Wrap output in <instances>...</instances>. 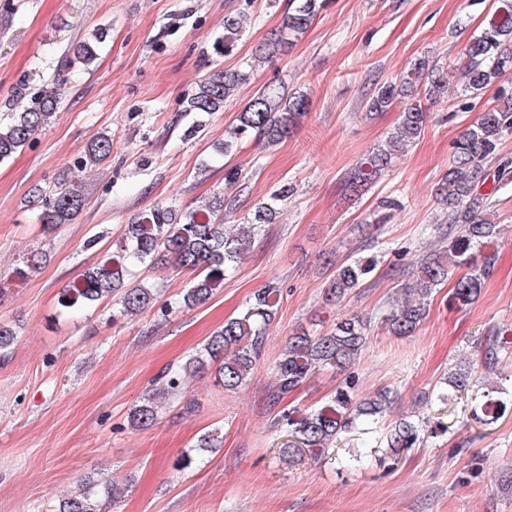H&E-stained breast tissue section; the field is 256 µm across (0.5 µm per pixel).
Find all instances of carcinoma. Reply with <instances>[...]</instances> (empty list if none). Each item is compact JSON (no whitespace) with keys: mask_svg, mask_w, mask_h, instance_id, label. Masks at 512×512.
<instances>
[{"mask_svg":"<svg viewBox=\"0 0 512 512\" xmlns=\"http://www.w3.org/2000/svg\"><path fill=\"white\" fill-rule=\"evenodd\" d=\"M325 0H292L291 11L284 17L277 33L255 48L257 55H273L283 45L298 38L309 27ZM245 13L224 18V52L236 46L244 29ZM103 34H94V40H81L72 46L68 64L90 65L97 59L94 43ZM429 63L416 61L401 74L399 80L381 86L368 104L371 112H382L398 96L416 86L422 98L405 105L397 131L383 148L371 153L349 176L346 190L357 196L388 165L389 160L405 145L418 138L426 123L427 112L422 101L439 98L448 90L447 75L421 84L423 72ZM512 69V0H503L487 19L480 34L474 37L463 52L457 71L463 91L480 95L488 85L496 82L504 72ZM248 73L237 70H212L197 83L194 93L186 100L184 111L210 115L224 111V104L234 98L241 85L247 83ZM61 83H42L38 95L29 98L19 112L17 101L26 94V85L15 88L14 98L0 103V163L23 149L32 137L49 125L61 105ZM309 110V98L302 92L290 93L284 85L271 82L262 85L237 114L236 124L225 131L219 150L231 154L234 144L246 133H253L271 147L280 143L299 125ZM512 135V97L502 100L482 112L477 121L466 128L453 146V159L448 173L438 185L439 200L448 208V233L453 235L450 257H428L417 268L412 285L405 287V298L393 305L384 319L390 335L406 338L415 333L426 318L427 302L433 289L448 280L455 268L471 262L472 249L496 234L497 225L485 217L491 196L512 184V161L494 171L485 167L488 158L496 153L499 141ZM112 154V137L98 136L85 151L82 166H99ZM492 184L490 192L481 188ZM39 219L47 228L69 224L84 209L87 196L84 183L77 175L62 177L51 190L35 191ZM288 198L284 186L271 195L268 202L258 206L240 232L224 233L227 214L233 212L232 203H224V196L212 198L177 210L167 205H156L152 210L134 216L125 225L115 249L104 255L93 267L72 280L63 289L59 305L75 309L90 305L105 296H117L118 316H133L148 307L158 289L135 277L133 267L157 257L176 270L197 272L191 286L182 294V301L168 307H195L208 301L214 292L224 287L226 273L250 249L261 226L274 221L277 204ZM495 265V256L483 257L481 265L472 273L459 278L454 285L458 301L467 303L481 290L482 280ZM371 272V265L362 261L336 268L328 286V300L339 303ZM280 299V290L268 285L250 298L244 313L224 322L205 345V353L214 362L215 378L227 391L245 385L254 372L264 349L266 330ZM367 322L359 317L341 318L327 334L312 336L303 330L289 337L288 344L276 362V381L270 394L271 407H279L273 418L274 426L284 427L291 441L284 444L281 453L289 457L307 452L319 457L336 438L366 420L384 415L392 405L391 392L381 390L371 397L360 399L356 394L353 376L336 388V392L321 406L304 412L286 405L279 406L290 393L306 383L318 371L327 367L348 366L356 361L366 346ZM512 348V327L498 331L496 339L484 351L482 363L493 370L499 353ZM204 361L189 358L178 372L169 376L158 392L168 396L181 389L187 376L202 369ZM448 392L438 399L445 403L461 398L472 386V374L465 369L448 373ZM156 392V393H158ZM156 393H151L129 414L134 428L153 424L158 417ZM419 426L409 420L399 422L386 435V454L397 459L416 445ZM116 500L114 484L104 477L90 478L79 485V491L62 499L58 512H100L101 499Z\"/></svg>","mask_w":512,"mask_h":512,"instance_id":"carcinoma-1","label":"carcinoma"}]
</instances>
